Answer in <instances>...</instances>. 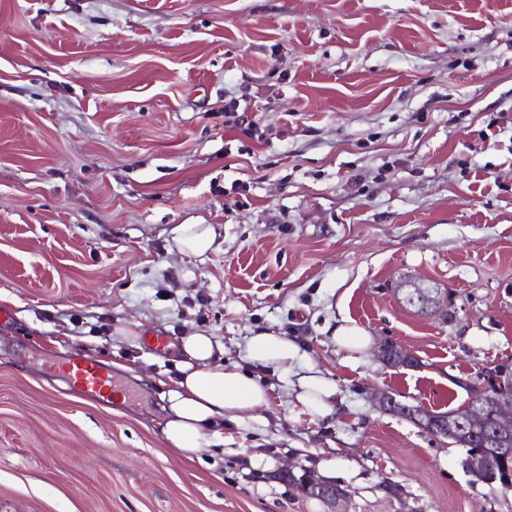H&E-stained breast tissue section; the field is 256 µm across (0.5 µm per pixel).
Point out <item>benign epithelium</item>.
<instances>
[{"label":"benign epithelium","mask_w":512,"mask_h":512,"mask_svg":"<svg viewBox=\"0 0 512 512\" xmlns=\"http://www.w3.org/2000/svg\"><path fill=\"white\" fill-rule=\"evenodd\" d=\"M401 303L408 309L431 316L443 317L448 312L450 290L446 288H412L404 282L397 288ZM378 358L391 368H410L416 364L411 353L391 351L385 345L379 346ZM512 385V374L505 370H491L487 373L484 386L472 397L464 413L452 419L438 416L419 408H410L397 400L396 396L383 391L377 394V403L383 410L400 417H412L416 422L435 424V436L457 440L469 434H484V447L475 448L466 459V468L477 470L496 455L512 454V396H502L499 391ZM307 492L328 504L331 512H336L347 494L334 481L318 475H308L305 479Z\"/></svg>","instance_id":"obj_1"}]
</instances>
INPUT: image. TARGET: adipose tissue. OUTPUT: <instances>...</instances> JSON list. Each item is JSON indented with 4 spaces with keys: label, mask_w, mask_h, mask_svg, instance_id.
<instances>
[{
    "label": "adipose tissue",
    "mask_w": 512,
    "mask_h": 512,
    "mask_svg": "<svg viewBox=\"0 0 512 512\" xmlns=\"http://www.w3.org/2000/svg\"><path fill=\"white\" fill-rule=\"evenodd\" d=\"M243 350L245 361L294 372L290 390L309 415L324 418L339 412L335 384L308 365V354L296 339L260 332L247 338ZM223 352L222 344L202 332L181 339L178 373L162 395L160 432L185 457L216 444L225 425L255 420L258 410L269 405L267 388L239 364H225Z\"/></svg>",
    "instance_id": "obj_1"
}]
</instances>
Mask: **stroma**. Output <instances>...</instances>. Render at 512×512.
<instances>
[{"label":"stroma","mask_w":512,"mask_h":512,"mask_svg":"<svg viewBox=\"0 0 512 512\" xmlns=\"http://www.w3.org/2000/svg\"><path fill=\"white\" fill-rule=\"evenodd\" d=\"M403 278L450 289V319L406 311ZM196 331L228 364L297 337L341 413L270 370L259 420L183 458L160 395ZM69 353L120 400L75 391ZM510 361L512 0H0V512H330L290 464L344 512H512L375 401L445 411ZM173 240L179 251L202 255L214 243V232L209 224H179L173 230ZM333 338L337 347L356 354H362L370 344L366 331L349 320L336 325ZM307 492L314 498L328 504L331 512L341 511L336 509L345 501L347 494L334 481L324 479L318 475H307L305 479Z\"/></svg>","instance_id":"obj_1"}]
</instances>
